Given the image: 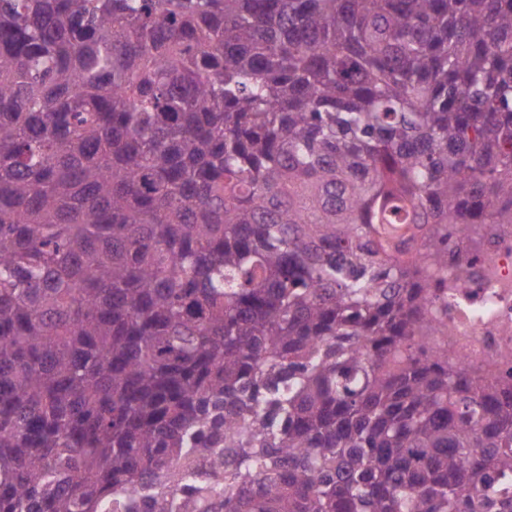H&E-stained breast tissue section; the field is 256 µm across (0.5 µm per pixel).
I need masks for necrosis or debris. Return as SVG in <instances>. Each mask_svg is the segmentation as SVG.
<instances>
[{
	"mask_svg": "<svg viewBox=\"0 0 512 512\" xmlns=\"http://www.w3.org/2000/svg\"><path fill=\"white\" fill-rule=\"evenodd\" d=\"M441 227L412 225L394 251L401 267L434 285L439 273L424 247ZM448 289L429 309L447 308V320L429 317L436 349L452 367L495 380L512 370V224H473L448 240Z\"/></svg>",
	"mask_w": 512,
	"mask_h": 512,
	"instance_id": "obj_1",
	"label": "necrosis or debris"
}]
</instances>
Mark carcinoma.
Here are the masks:
<instances>
[{"instance_id": "1", "label": "carcinoma", "mask_w": 512, "mask_h": 512, "mask_svg": "<svg viewBox=\"0 0 512 512\" xmlns=\"http://www.w3.org/2000/svg\"><path fill=\"white\" fill-rule=\"evenodd\" d=\"M426 207L512 223V0H0V512H512Z\"/></svg>"}]
</instances>
